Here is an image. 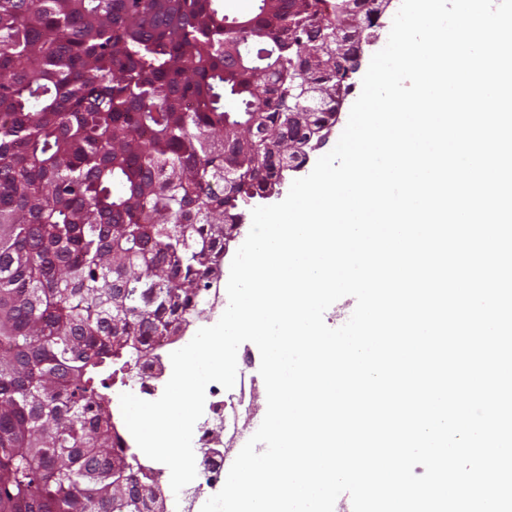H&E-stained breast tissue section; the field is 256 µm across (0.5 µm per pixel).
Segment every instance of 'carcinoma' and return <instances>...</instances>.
<instances>
[{
	"instance_id": "obj_1",
	"label": "carcinoma",
	"mask_w": 512,
	"mask_h": 512,
	"mask_svg": "<svg viewBox=\"0 0 512 512\" xmlns=\"http://www.w3.org/2000/svg\"><path fill=\"white\" fill-rule=\"evenodd\" d=\"M254 2L0 0V512H145L106 390L303 165L380 5Z\"/></svg>"
}]
</instances>
